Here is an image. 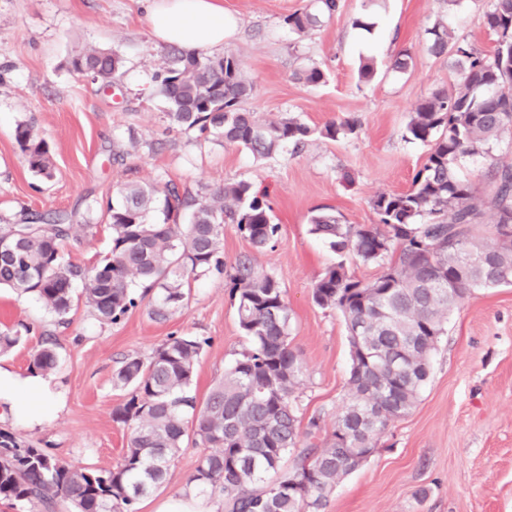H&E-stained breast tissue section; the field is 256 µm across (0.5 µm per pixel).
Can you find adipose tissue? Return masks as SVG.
<instances>
[{"mask_svg": "<svg viewBox=\"0 0 512 512\" xmlns=\"http://www.w3.org/2000/svg\"><path fill=\"white\" fill-rule=\"evenodd\" d=\"M148 30L158 43L192 53L220 50L231 26L222 0H145ZM58 395L49 382L0 365V405L20 423L37 426L55 411Z\"/></svg>", "mask_w": 512, "mask_h": 512, "instance_id": "1", "label": "adipose tissue"}]
</instances>
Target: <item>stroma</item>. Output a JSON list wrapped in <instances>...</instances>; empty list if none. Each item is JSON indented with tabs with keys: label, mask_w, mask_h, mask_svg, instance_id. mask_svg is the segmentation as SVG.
Listing matches in <instances>:
<instances>
[{
	"label": "stroma",
	"mask_w": 512,
	"mask_h": 512,
	"mask_svg": "<svg viewBox=\"0 0 512 512\" xmlns=\"http://www.w3.org/2000/svg\"><path fill=\"white\" fill-rule=\"evenodd\" d=\"M310 6V0H224L232 22L224 49L253 83L248 106L260 117L290 112L316 128L354 117L359 127L337 140L312 137L301 151L287 147L259 164L240 147L169 125L154 79L168 48L150 38L141 0H0V218L75 213L76 223L95 227L70 248L74 261L89 266L110 247L107 209L120 186L171 183L194 196L227 181L252 183L266 192L278 235L257 251L236 225H225L224 261L230 266L253 255L280 280L291 345L306 367L298 415L304 422L321 415L329 427L343 406L349 344L340 314L317 306L312 289L339 261L365 281L381 268L335 252L311 233L310 218L327 208L346 224L374 223L373 198L407 190L423 166L427 145L404 137L409 116L423 98L460 79L452 57L428 52L426 28L452 18L455 37L485 51L494 37L484 23L486 0H467L460 9L448 0H341L333 17L294 33L285 17ZM366 15L375 21L369 33L352 25ZM88 48L122 55L111 89L68 69V59ZM403 51L411 57L408 68L392 70ZM365 58L376 67L367 82L358 76ZM311 65L326 72V82L297 80ZM20 124L48 144L52 179L29 169L14 137ZM493 160L512 164V141L459 163L477 197L489 192L484 174ZM190 288L188 301L163 322L151 319L143 302L118 322L100 324L79 300L65 326L31 298L0 288V329L31 328L0 362L27 374L43 334H53L60 366L49 379L61 394L55 417L36 427L15 423L0 407V430L82 466H116L130 436L112 419L126 396L112 385L122 358L149 356L170 335L205 340L194 376L202 399L245 345L225 275L201 277ZM200 454L185 444L137 512L184 500ZM322 512H512V288L474 291L449 315L417 405L389 424L377 453L328 493Z\"/></svg>",
	"instance_id": "35a3bbf8"
}]
</instances>
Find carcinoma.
Wrapping results in <instances>:
<instances>
[{
  "label": "carcinoma",
  "mask_w": 512,
  "mask_h": 512,
  "mask_svg": "<svg viewBox=\"0 0 512 512\" xmlns=\"http://www.w3.org/2000/svg\"><path fill=\"white\" fill-rule=\"evenodd\" d=\"M312 2L314 11L285 18L299 35L340 10V0ZM484 20L495 35L488 53L454 38L442 20L426 29L428 52L455 56L461 80L422 99L406 124V139L430 146L410 188L378 194L371 225L345 224L326 211L310 218L311 232L334 251H352L383 268L366 282L339 262L312 290L318 306L341 314L350 344L346 402L331 430L314 415L301 431L296 400L304 367L291 347L285 291L275 274L243 255L227 277L246 346L206 399L192 392L204 349L199 338L170 336L146 358L128 355L113 376V386L128 390L112 411L113 421L131 429L122 460L110 469L78 467L0 431V499L17 512H52L60 501L73 512H137V502L164 483L190 438L209 449L190 483L222 496L224 512H321L327 493L368 462L389 423L414 407L448 314L476 290L512 286V165L489 163L491 189L481 199L457 173L462 158L488 157L494 144L512 139V0H489ZM68 64L110 88L122 57L89 48ZM297 78L318 85L325 71L310 66ZM155 81L170 125L210 132L260 161L290 144L297 149L316 133L336 140L357 129L355 119L321 130L288 113L262 119L246 107L254 87L233 53L186 54L174 47ZM15 139L30 169L52 178L48 145L26 125L17 126ZM119 195L108 208L111 247L90 268L65 252L73 214L30 213L0 223V242L11 245L0 255V287L31 297L59 325L69 322L77 284L100 324L120 320L140 288L153 294L149 316L164 321L189 297V278L224 273V225H236L256 249L279 231L266 194L245 181L195 199L174 186L139 183L124 185ZM189 207L184 224L181 209ZM482 224L486 234L478 236ZM23 342L21 331L1 330L0 354ZM43 342L29 362L30 372L40 375L59 365L56 340Z\"/></svg>",
  "instance_id": "carcinoma-1"
}]
</instances>
